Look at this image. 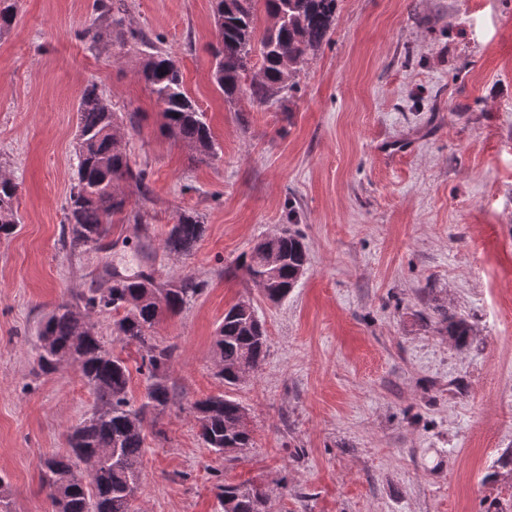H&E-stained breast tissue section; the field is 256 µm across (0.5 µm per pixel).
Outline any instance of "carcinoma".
Here are the masks:
<instances>
[{
	"label": "carcinoma",
	"mask_w": 512,
	"mask_h": 512,
	"mask_svg": "<svg viewBox=\"0 0 512 512\" xmlns=\"http://www.w3.org/2000/svg\"><path fill=\"white\" fill-rule=\"evenodd\" d=\"M97 15L84 37L98 44L123 28L114 0H97ZM263 5L268 24L257 33V5ZM17 0H0V37L11 30ZM213 18L221 35L212 47V79L228 101L242 95L258 104L280 100L296 85L307 55L328 42L336 19V0H213ZM125 42L142 47L137 76L167 119L166 130L176 142L204 158L216 155L212 132L204 113L188 97L183 75L175 61L156 49L139 30L125 31ZM257 58L259 68L246 79L248 62ZM76 181L67 200L64 234L74 246L98 245L109 234L110 216L124 212L126 182L145 192L146 170L131 164L121 118L113 112L95 83L87 85L78 107ZM19 184L0 179V236L12 235L20 223L15 200ZM205 233L197 215L182 213L164 238L168 253L188 255ZM240 266L254 280L266 278L263 297L279 303L303 277L307 254L300 234L289 228L257 240L240 257ZM202 291L190 279L177 284L157 281L154 272L134 275L104 269L88 290L60 302L39 324L35 342L41 370L50 372L63 361L77 364L94 396V409L66 435L68 451L39 461L44 488L56 512H132L131 486L142 482L147 415L160 422L172 401L168 372L175 346L154 338L163 312L180 310ZM96 310L119 314L113 322V341L134 344L141 353L139 370L147 385L140 403L129 396L127 362L99 336L92 322ZM471 334L464 317L448 320V336L459 347ZM223 368L217 375L224 385L241 382L243 369L259 371L267 357V336L252 304L239 301L225 313L215 341ZM200 436L218 455L241 453L251 447L247 412L239 402L218 395L192 405ZM223 512H261L256 486H218Z\"/></svg>",
	"instance_id": "obj_1"
}]
</instances>
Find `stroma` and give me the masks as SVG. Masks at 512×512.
I'll use <instances>...</instances> for the list:
<instances>
[{"label": "stroma", "instance_id": "35a3bbf8", "mask_svg": "<svg viewBox=\"0 0 512 512\" xmlns=\"http://www.w3.org/2000/svg\"><path fill=\"white\" fill-rule=\"evenodd\" d=\"M96 0H19L0 38V172L20 222L0 238V476L11 512H54L42 456L94 397L76 364L38 367L34 331L111 267L190 278L202 292L164 315L175 348L165 439L148 436L139 512H220L217 487L264 486L268 512H512V0H337L327 43L285 99L225 102L208 52L212 0H116L180 67L217 154L171 139L136 70L140 55L83 31ZM97 84L139 127L147 172L104 249L62 241L75 178L77 105ZM206 231L187 256L162 240L180 212ZM143 217L134 223L133 214ZM298 231L305 275L273 305L237 266L261 236ZM250 302L268 352L225 387L214 337ZM473 332L457 348L436 307ZM225 395L252 446L217 456L191 406Z\"/></svg>", "mask_w": 512, "mask_h": 512}]
</instances>
